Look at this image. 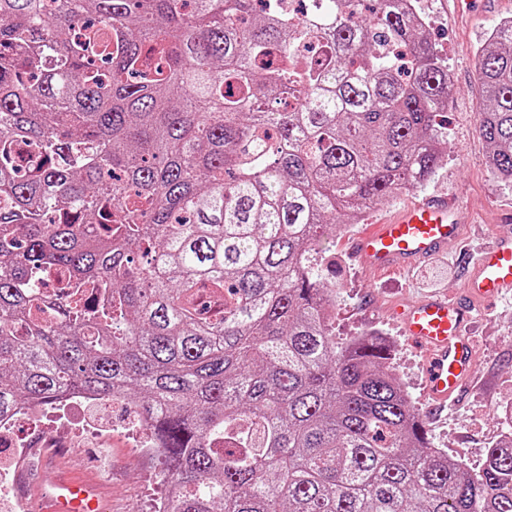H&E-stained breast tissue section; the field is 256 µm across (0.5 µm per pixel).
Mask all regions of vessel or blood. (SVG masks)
Instances as JSON below:
<instances>
[{"label": "vessel or blood", "mask_w": 512, "mask_h": 512, "mask_svg": "<svg viewBox=\"0 0 512 512\" xmlns=\"http://www.w3.org/2000/svg\"><path fill=\"white\" fill-rule=\"evenodd\" d=\"M468 216L447 197H431L408 207L361 235L355 248L368 272L389 273L447 252L462 239ZM512 293V237L499 235L474 257L462 292L432 295L401 312L409 341L424 350L426 394L436 403L457 397L473 376L470 334L475 305ZM108 503L93 481L57 480L31 512H107Z\"/></svg>", "instance_id": "vessel-or-blood-1"}]
</instances>
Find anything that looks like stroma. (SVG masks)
Wrapping results in <instances>:
<instances>
[{"label": "stroma", "mask_w": 512, "mask_h": 512, "mask_svg": "<svg viewBox=\"0 0 512 512\" xmlns=\"http://www.w3.org/2000/svg\"><path fill=\"white\" fill-rule=\"evenodd\" d=\"M455 0H418L417 7L430 24L432 38L448 66L453 91L448 98L450 149L432 178L420 188L403 189L367 213L364 221L349 224L323 241L321 256L329 273L326 281L334 305L332 331L337 342L374 334L392 348V364L402 379L435 447L449 458L476 469L488 449L505 430L506 408L512 407V295L474 310L472 336L476 373L464 392L444 407H434L425 393L423 351L411 345L394 313L397 305L441 292L458 294L468 262L499 233L512 234V182L499 179L488 167L487 144L478 131L481 98L477 80V51L493 26L512 18V0H481L466 16L455 13ZM430 196H448L473 217L465 228L464 249L449 250L392 274L373 278L362 268L350 245L398 209ZM91 410H48L32 422H21L12 433L26 445L21 463L25 480L8 488L9 501L39 498L65 473L96 479L112 499V512H151L161 497L164 481L157 455L139 447V434L131 424V409L113 402L106 416L111 430L90 425ZM55 449L44 458V445Z\"/></svg>", "instance_id": "stroma-1"}]
</instances>
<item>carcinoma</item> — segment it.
<instances>
[{
  "instance_id": "1",
  "label": "carcinoma",
  "mask_w": 512,
  "mask_h": 512,
  "mask_svg": "<svg viewBox=\"0 0 512 512\" xmlns=\"http://www.w3.org/2000/svg\"><path fill=\"white\" fill-rule=\"evenodd\" d=\"M254 2L0 0V422L132 405L165 512H512V429L478 471L433 447L390 345L336 343L317 262L448 154L428 21ZM476 67L510 180L512 19Z\"/></svg>"
}]
</instances>
